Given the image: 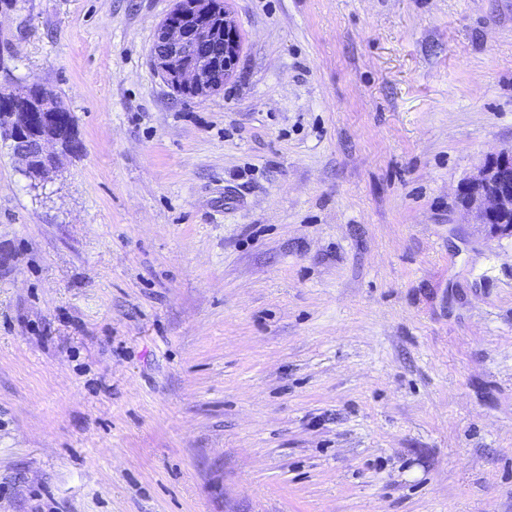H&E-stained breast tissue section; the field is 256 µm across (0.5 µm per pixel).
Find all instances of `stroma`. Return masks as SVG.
Wrapping results in <instances>:
<instances>
[{"label": "stroma", "instance_id": "1", "mask_svg": "<svg viewBox=\"0 0 512 512\" xmlns=\"http://www.w3.org/2000/svg\"><path fill=\"white\" fill-rule=\"evenodd\" d=\"M172 0H18L0 85V512H512V0H226L223 90L151 64ZM35 87L41 89L38 104L41 112H2L0 139L9 144L13 156L20 163V172L27 173L34 166L40 168V184H43L55 171L60 150H69V138L57 124L58 112L53 94L39 84H18L12 89L0 91L1 97H14L1 99L0 111L14 110L22 105L21 99L15 97L23 96ZM34 117L40 122L37 128L33 125ZM28 130L34 131L36 135L28 139ZM13 142L28 143L16 147ZM459 203L483 224L512 232V151L486 160L461 186Z\"/></svg>", "mask_w": 512, "mask_h": 512}]
</instances>
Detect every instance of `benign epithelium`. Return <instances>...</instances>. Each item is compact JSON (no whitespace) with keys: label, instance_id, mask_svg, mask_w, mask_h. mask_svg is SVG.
<instances>
[{"label":"benign epithelium","instance_id":"7a95c632","mask_svg":"<svg viewBox=\"0 0 512 512\" xmlns=\"http://www.w3.org/2000/svg\"><path fill=\"white\" fill-rule=\"evenodd\" d=\"M241 52L236 21L224 0H173L155 29L151 61L165 83L186 97L220 91L234 74ZM38 112L0 114V139L20 170L37 166L47 181L69 138L58 126L53 94L41 89ZM459 203L473 223L512 232V151L486 160L461 186Z\"/></svg>","mask_w":512,"mask_h":512}]
</instances>
